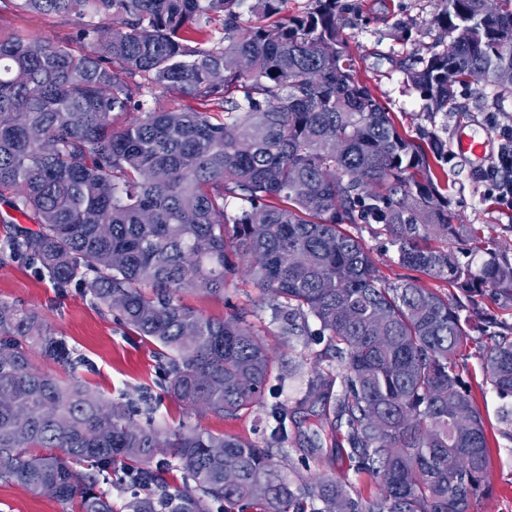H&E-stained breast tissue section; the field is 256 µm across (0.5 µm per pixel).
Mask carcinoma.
Returning <instances> with one entry per match:
<instances>
[{
    "label": "carcinoma",
    "instance_id": "cac0c4a2",
    "mask_svg": "<svg viewBox=\"0 0 512 512\" xmlns=\"http://www.w3.org/2000/svg\"><path fill=\"white\" fill-rule=\"evenodd\" d=\"M441 2L434 22L451 49L407 73L424 109L452 106L450 70L456 84L483 72L511 95L512 0L493 13L486 0ZM0 4L82 19L56 40L0 32V193L36 225L10 231L0 254L38 264L60 292L82 288L152 345L160 390L111 401L37 370L36 349L75 359L38 310L0 300V480L78 512H116L101 483L125 495L121 512H471L489 442L456 359L473 333L487 336L483 372L512 397V335L488 331L498 320L484 311L486 299L512 305V261L455 223L429 162L448 154L400 133L360 79L339 0L291 17L286 0ZM157 89L195 104L145 107ZM348 224L380 225L398 265L455 292L388 283ZM460 237L487 259L460 261L448 249ZM243 269L283 335L325 343L327 366L288 368L304 382L293 402H266L284 377L246 314L183 302H228ZM163 395L199 417L260 412L261 438L170 429L156 420ZM308 416L330 456L371 474L378 492L294 466L287 478L285 447ZM172 470L184 480L174 490Z\"/></svg>",
    "mask_w": 512,
    "mask_h": 512
}]
</instances>
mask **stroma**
I'll return each instance as SVG.
<instances>
[{"label": "stroma", "mask_w": 512, "mask_h": 512, "mask_svg": "<svg viewBox=\"0 0 512 512\" xmlns=\"http://www.w3.org/2000/svg\"><path fill=\"white\" fill-rule=\"evenodd\" d=\"M342 2L339 22L361 79L403 135L423 145L435 138L443 143L448 153L444 168L451 211L460 223L478 227L483 240L512 259V211H503L487 191L482 172L488 160L459 155L454 146L456 139L472 134L478 126L490 132L491 147H498L500 140L492 129L512 122V96L500 100L490 86L473 83L458 87L456 110L428 114L419 91L408 85L406 73L426 50L438 51L448 43L447 34L433 22L441 9L440 0ZM78 25L73 16L0 13V29L5 31L26 29L53 38L75 32ZM347 231L363 240L380 275L390 283L409 277V270L400 268L393 251L387 250L376 225L353 224ZM226 293L237 308L259 314L264 338L282 362L311 360L321 352V345L306 344L304 337L282 335L279 323L271 318L266 296L249 278H233ZM0 300L39 310L57 337L84 360L82 366L72 368L37 353L32 362L38 370L65 382L78 381L110 399L153 385L156 369L151 346L117 324L107 309L94 305L80 289L58 293L30 264L0 258ZM480 350V342H473L459 360L460 374L483 414L490 443V475L473 512H512V420L503 416L504 408L512 409V398H500L486 380ZM289 455L297 467L341 481L348 489L366 495L379 489L372 476L348 461L305 458L295 449ZM0 512H77V508L0 481Z\"/></svg>", "instance_id": "stroma-1"}]
</instances>
